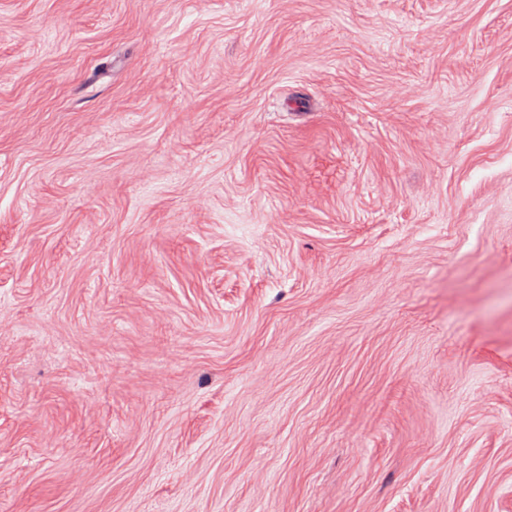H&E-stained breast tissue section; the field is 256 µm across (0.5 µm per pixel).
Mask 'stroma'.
<instances>
[{"label": "stroma", "mask_w": 512, "mask_h": 512, "mask_svg": "<svg viewBox=\"0 0 512 512\" xmlns=\"http://www.w3.org/2000/svg\"><path fill=\"white\" fill-rule=\"evenodd\" d=\"M0 512H512V0H0Z\"/></svg>", "instance_id": "35a3bbf8"}]
</instances>
